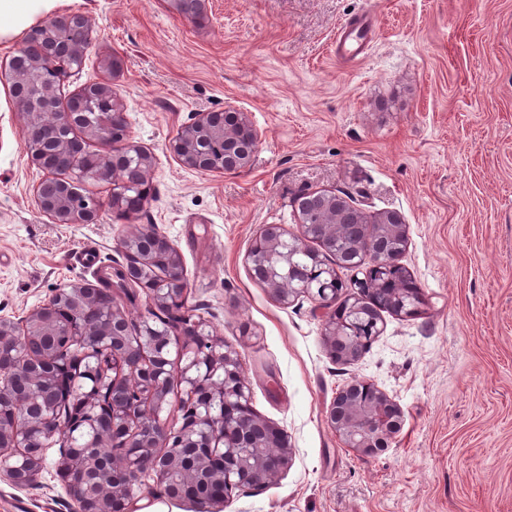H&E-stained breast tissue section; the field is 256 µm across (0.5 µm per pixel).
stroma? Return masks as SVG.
I'll use <instances>...</instances> for the list:
<instances>
[{
    "label": "stroma",
    "instance_id": "obj_1",
    "mask_svg": "<svg viewBox=\"0 0 512 512\" xmlns=\"http://www.w3.org/2000/svg\"><path fill=\"white\" fill-rule=\"evenodd\" d=\"M53 12L93 26L63 96L112 83L132 141L155 158L152 197L134 215L51 223L0 87V316L95 282L123 264V234L155 226L182 256L188 308L239 352L251 409L291 445L286 471L223 512H512V0H208L199 19L171 0H59ZM363 20L366 54L337 58L340 27ZM227 108L258 133L249 168L203 172L168 152L182 125ZM303 191L406 224L402 263L427 304L382 312L352 365L331 359L315 302L279 305L246 260L265 225L295 231ZM354 377L404 412L372 457L325 421ZM59 457L47 449L33 486L0 479V512H71Z\"/></svg>",
    "mask_w": 512,
    "mask_h": 512
}]
</instances>
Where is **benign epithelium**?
Instances as JSON below:
<instances>
[{
    "mask_svg": "<svg viewBox=\"0 0 512 512\" xmlns=\"http://www.w3.org/2000/svg\"><path fill=\"white\" fill-rule=\"evenodd\" d=\"M91 34L86 15L52 18L31 28L3 66L12 76L6 80L8 95L25 120L27 158L46 176L34 190V201L54 224H90L99 212L67 198L53 162L70 150L66 132L81 130L87 137L112 144V156L72 176L112 185L115 209H125L123 199L131 188L123 171L128 153H137L143 176L154 167L152 154L130 141L124 108L112 84L87 83L67 105H61L62 78L67 71L82 68ZM214 129L224 136V156L219 158L204 149L207 134ZM257 143L258 134L244 113L229 109L199 115L178 131L168 149L186 167L226 173L247 168ZM336 198L333 192L297 196L307 204L320 201L329 213L336 207ZM383 221L401 247L387 253L368 239L344 266L369 265L381 275L400 264L408 244L406 225L395 211L387 212ZM341 231L333 218L313 225L300 219L294 232L271 224L264 227L260 243L251 247L247 260L279 304L288 307L306 297L324 310L322 338L329 355L350 364L367 344L360 338L363 320L378 319L366 311L368 302L378 299L381 308L411 317L426 300L418 292L386 290L375 279L357 278L351 284L355 292L346 295L343 316L336 318L341 289L336 263L327 256ZM118 246L128 259L120 271L130 283L163 259L167 275L146 291L151 310L164 315L169 330L148 328L144 339L128 341L126 334L134 321L114 304L112 292L87 282L56 289L23 319L0 317V472L16 487L32 484L41 470L44 440L64 427L70 431L89 427L97 437L61 449L57 467L76 504L75 512H135L134 484L147 469L155 472L163 494L172 500L190 501L181 486L165 484L172 472L180 473L187 484L204 480L218 487L215 497L194 505L196 512H221L234 492L262 488L288 468V435L251 413L238 352L225 345L204 320L189 318L185 269L168 237L157 231L144 238L133 230ZM32 319L78 338L83 346L79 354L65 360V369L74 378L85 379V385L75 388L74 418L64 426L52 414V374L33 367L26 356L27 343L20 339ZM174 381L185 394L184 419L176 430L159 417ZM325 418L344 447L374 456L400 431L403 410L374 385L353 380L336 392ZM88 453L99 455L97 473L112 480V490L91 495L92 474L82 461Z\"/></svg>",
    "mask_w": 512,
    "mask_h": 512,
    "instance_id": "obj_1",
    "label": "benign epithelium"
}]
</instances>
